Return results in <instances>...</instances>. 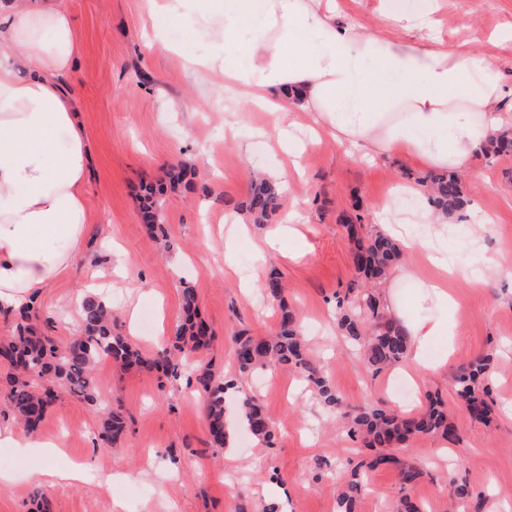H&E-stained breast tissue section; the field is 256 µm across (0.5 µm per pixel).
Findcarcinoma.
<instances>
[{
    "label": "carcinoma",
    "mask_w": 512,
    "mask_h": 512,
    "mask_svg": "<svg viewBox=\"0 0 512 512\" xmlns=\"http://www.w3.org/2000/svg\"><path fill=\"white\" fill-rule=\"evenodd\" d=\"M512 132L503 131L492 136L482 153L497 157L509 153ZM194 174L187 166L169 171L167 181L158 185H142L141 218L153 231H162L160 197L176 192L192 183ZM428 187V202L446 218H452L467 206L464 183L456 172H430L420 179ZM283 205L280 186L267 178H257L242 211L249 223L264 225L273 221ZM353 243V262L363 283L351 282L344 297L337 301L336 328L345 340L363 349L366 365L377 374L401 362L408 354V336L389 314L381 293L376 291L401 260L399 245L380 232H359L357 225H345ZM262 295L279 307V322L272 336H241L235 350L236 364L242 373H251L265 367H287L296 370L314 391L316 398L348 426V434L361 439L365 448L374 451L369 468L397 463L400 452L411 438L420 435H439L452 442L455 429L448 424V410L438 397L428 400L426 409L417 415H402L381 404L362 407L349 406L329 383L323 366L308 354L296 322L295 313L285 303L283 276L272 271L262 282ZM181 323L175 330L174 342L163 348L154 358H143L115 331L112 309L97 296L87 295L81 304L82 335L61 347L43 329L33 322V307L13 313L15 326L12 336L0 342V361L11 373L7 375L8 388L4 398L16 417L27 428L35 429L42 423L47 407L55 397L50 387L39 392V382L58 383L71 396L87 402L96 401L97 384L93 367L103 357H111L128 366L154 371L163 377L177 374L180 362L174 354L186 349L198 350L207 341L209 330L199 319L198 296L186 285L181 291ZM490 358H474L456 380V395L467 412L479 421L485 420L491 406L485 396L489 392L487 378ZM196 385L205 395V412L211 443L224 448L230 438L225 422L226 393L233 384L215 377L209 367L191 371ZM240 427L263 445L275 444V427L264 412L259 400L247 393L239 399ZM126 431V417L121 409H109L103 416L99 436L117 442ZM403 488L409 489L421 477L420 470L405 464L399 470ZM364 488L361 476L354 474L337 497L339 512H356V503Z\"/></svg>",
    "instance_id": "carcinoma-1"
}]
</instances>
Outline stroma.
Listing matches in <instances>:
<instances>
[{"label":"stroma","instance_id":"1","mask_svg":"<svg viewBox=\"0 0 512 512\" xmlns=\"http://www.w3.org/2000/svg\"><path fill=\"white\" fill-rule=\"evenodd\" d=\"M75 22L81 53L75 73L60 82L77 105L91 154L88 197L96 221L86 253L114 283L115 329L126 333L135 319L131 344L143 357L155 355L174 335L181 313V288H195L201 315L213 340L190 352L194 363L215 376L233 378L237 393L256 395L276 428L267 448L234 435V456L212 447L204 412V394L187 385L186 374L161 377L101 359L95 379L101 403H119L129 413V430L117 443L99 437V413L84 401L59 393L37 430L41 439L63 443L66 460L85 465L83 481L43 482L47 459L28 448L0 443V512H34L36 492L50 500L51 512H336L340 488L366 451L351 441L341 422L314 395L300 389L299 375L284 368L267 374L239 375L234 364L240 331L267 336L278 318L255 287H247L239 259L250 268L270 267L284 276L286 299L294 310L308 353L328 371L330 384L351 405L395 403L394 370L375 374L350 354L336 332V299L358 273L343 223L360 218L377 230L386 216L385 197L424 176L423 168L403 160L377 158L366 164L350 158L345 146L325 134L309 141L302 173L284 181L279 218H290L295 236L281 252H260L265 228L233 242L225 236L224 217L251 190L245 164L270 167L283 157L263 138L249 152L227 137L228 124H264L247 101L225 95L221 77L201 84L180 57L149 50L142 38L144 0H61ZM441 34L451 44L498 60L512 83V46L490 42V34L512 22V0H444ZM194 168L195 189L162 197L163 224L170 249H159L139 215L136 189L163 181L173 166ZM469 204L459 225L416 224L418 240L453 254L460 265L483 276L479 287L465 280L452 291L459 309L454 338L436 337L426 348L434 368L425 370L419 396H440L458 430L454 452L461 466L447 468L436 459L444 444L437 435L414 438L403 459L417 462L424 476L411 496L428 512H448L455 484L464 482L486 512H506L512 502V279L495 264L512 265V156L476 154L463 171ZM492 216L489 224L481 216ZM402 264L413 278L388 279L384 292L406 313L422 320L437 308L423 284L433 276L423 250L404 249ZM88 273L77 265L44 288L38 316L52 322L60 344L81 333L78 305ZM481 354L491 357L489 398L496 410L489 422L473 419L460 404L455 376ZM327 464L315 469V456ZM122 482L106 484L107 475ZM368 490L357 512H397L401 496L394 466L368 471Z\"/></svg>","mask_w":512,"mask_h":512}]
</instances>
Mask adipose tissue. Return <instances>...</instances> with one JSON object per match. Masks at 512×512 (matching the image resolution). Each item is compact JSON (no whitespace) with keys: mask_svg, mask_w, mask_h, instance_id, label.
<instances>
[{"mask_svg":"<svg viewBox=\"0 0 512 512\" xmlns=\"http://www.w3.org/2000/svg\"><path fill=\"white\" fill-rule=\"evenodd\" d=\"M409 11L380 0L398 37L338 24L336 0H146L148 17L177 21L179 41L154 31L151 48L180 55L191 74L220 73L226 91L266 112L278 149L298 158L288 112H311L316 124L354 148L417 164L467 169L497 131L512 128L503 105L512 97L491 58L438 34V0ZM205 42V56L189 53ZM79 51L71 14L59 0H0V309L16 310L61 277L83 254L95 216L88 202L89 155L73 100L58 78ZM386 224L399 234L441 217L423 205L422 187L405 186ZM432 294L441 309L424 321L396 312L413 338L411 369L426 367L436 336H453L455 300L446 282L464 273L430 250Z\"/></svg>","mask_w":512,"mask_h":512,"instance_id":"obj_1","label":"adipose tissue"}]
</instances>
